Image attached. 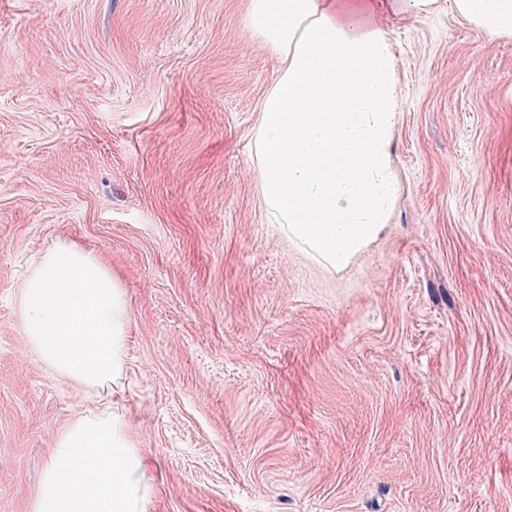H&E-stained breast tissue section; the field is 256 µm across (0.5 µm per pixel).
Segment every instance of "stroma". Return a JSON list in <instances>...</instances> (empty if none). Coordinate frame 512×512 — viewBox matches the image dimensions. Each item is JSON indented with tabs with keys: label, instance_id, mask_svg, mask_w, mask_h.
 <instances>
[{
	"label": "stroma",
	"instance_id": "1",
	"mask_svg": "<svg viewBox=\"0 0 512 512\" xmlns=\"http://www.w3.org/2000/svg\"><path fill=\"white\" fill-rule=\"evenodd\" d=\"M250 0H0V512L91 402L13 293L65 241L132 300L120 405L149 512H512V39L379 20L403 76L386 233L331 272L270 224L279 58Z\"/></svg>",
	"mask_w": 512,
	"mask_h": 512
}]
</instances>
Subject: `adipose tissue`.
<instances>
[{"mask_svg": "<svg viewBox=\"0 0 512 512\" xmlns=\"http://www.w3.org/2000/svg\"><path fill=\"white\" fill-rule=\"evenodd\" d=\"M441 0H251L247 31L282 61L261 103L253 153L272 223L333 271L387 230L402 193L394 141L403 84L376 21L434 14ZM488 39L512 38V0H453ZM14 299L34 358L92 399L61 431L31 512H148L154 461L105 394L129 369L131 300L111 267L74 244L45 248Z\"/></svg>", "mask_w": 512, "mask_h": 512, "instance_id": "ef3b65f1", "label": "adipose tissue"}]
</instances>
